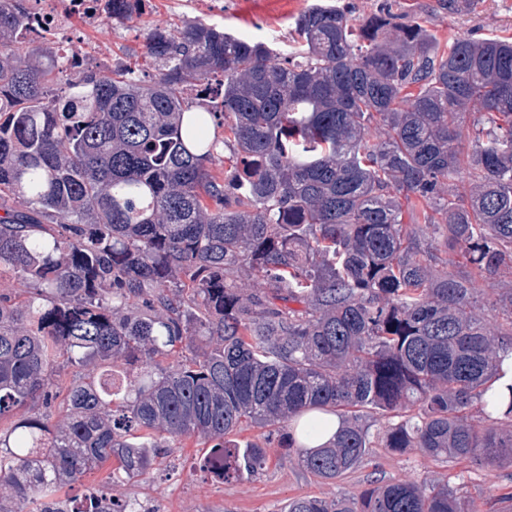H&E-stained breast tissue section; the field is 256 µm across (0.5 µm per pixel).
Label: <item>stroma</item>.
Returning <instances> with one entry per match:
<instances>
[{
    "instance_id": "obj_1",
    "label": "stroma",
    "mask_w": 512,
    "mask_h": 512,
    "mask_svg": "<svg viewBox=\"0 0 512 512\" xmlns=\"http://www.w3.org/2000/svg\"><path fill=\"white\" fill-rule=\"evenodd\" d=\"M312 0H154L151 11L123 25L85 27L72 19L77 49L104 68L137 67L143 61L144 35L157 25L180 26L202 19L235 35L278 48L292 43L294 21ZM400 22H419L439 40L481 29L487 35L512 36V0H457L455 11L438 0H390ZM267 469L239 480H223L206 468L209 450L185 437L143 475L110 488L109 496L152 508L153 512H284L293 498L353 499L378 483L418 478L445 480L473 500L477 512H499L502 495L512 492V466H488L467 460L445 465L419 449L395 452L368 449L346 478L321 479L298 461L296 453L272 449Z\"/></svg>"
}]
</instances>
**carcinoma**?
Here are the masks:
<instances>
[{
	"label": "carcinoma",
	"instance_id": "cac0c4a2",
	"mask_svg": "<svg viewBox=\"0 0 512 512\" xmlns=\"http://www.w3.org/2000/svg\"><path fill=\"white\" fill-rule=\"evenodd\" d=\"M22 2L0 0V281L22 286L0 289V512H66L85 475L130 480L192 435L226 481L273 446L326 480L377 447L512 464V431L485 425L512 420L511 384L485 396L512 292L495 332L476 307L479 281L512 275V41L440 50L389 0L358 30L316 0L287 53L156 25L152 73L73 74L35 61ZM68 364L96 376L63 393ZM305 412L348 421L308 450L284 431ZM77 512L136 510L99 490ZM286 512L473 510L400 480Z\"/></svg>",
	"mask_w": 512,
	"mask_h": 512
}]
</instances>
